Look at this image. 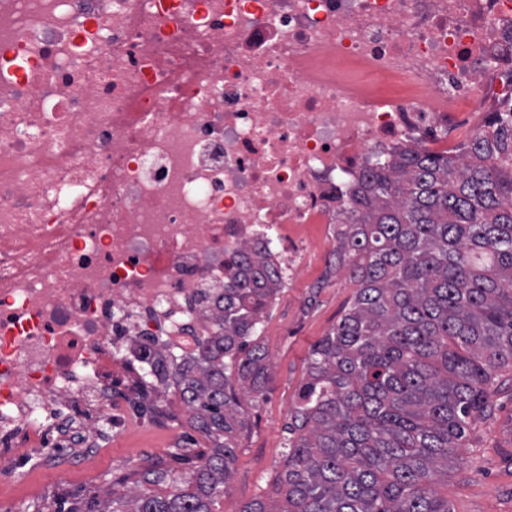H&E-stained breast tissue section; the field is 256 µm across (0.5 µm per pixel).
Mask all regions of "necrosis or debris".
Here are the masks:
<instances>
[{
  "instance_id": "necrosis-or-debris-1",
  "label": "necrosis or debris",
  "mask_w": 512,
  "mask_h": 512,
  "mask_svg": "<svg viewBox=\"0 0 512 512\" xmlns=\"http://www.w3.org/2000/svg\"><path fill=\"white\" fill-rule=\"evenodd\" d=\"M511 104L512 0H0V447L131 427L107 376L193 356L232 254L299 273L374 155Z\"/></svg>"
}]
</instances>
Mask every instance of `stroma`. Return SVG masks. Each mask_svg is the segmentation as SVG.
I'll use <instances>...</instances> for the list:
<instances>
[{
	"label": "stroma",
	"instance_id": "35a3bbf8",
	"mask_svg": "<svg viewBox=\"0 0 512 512\" xmlns=\"http://www.w3.org/2000/svg\"><path fill=\"white\" fill-rule=\"evenodd\" d=\"M309 244L304 269L271 305L260 340L268 351L271 378L259 401L241 394L246 425L237 439L232 478L220 512H241L258 494L273 495L288 439L297 393L307 377L313 346L333 328L355 286L347 267L336 263V227L306 224ZM489 414L472 423L457 466L449 468L441 491L452 512H512V367L499 371L491 388ZM206 440L190 425L177 394L156 398L149 423L127 435L105 433L103 446L85 461L46 466L24 463L29 479L16 491L18 512H95L106 489L131 485L139 474L162 465L174 479L196 466ZM181 459H173L175 450Z\"/></svg>",
	"mask_w": 512,
	"mask_h": 512
}]
</instances>
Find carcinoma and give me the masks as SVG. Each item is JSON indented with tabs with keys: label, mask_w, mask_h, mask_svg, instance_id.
Returning a JSON list of instances; mask_svg holds the SVG:
<instances>
[{
	"label": "carcinoma",
	"mask_w": 512,
	"mask_h": 512,
	"mask_svg": "<svg viewBox=\"0 0 512 512\" xmlns=\"http://www.w3.org/2000/svg\"><path fill=\"white\" fill-rule=\"evenodd\" d=\"M336 240L355 294L309 353L275 480L282 503L260 496L241 512H452L435 485L512 366V123L474 132L454 156H377ZM224 275L198 369L154 350L212 447L178 490L158 491L169 483L159 466L107 489L101 512H214L224 496L245 423L227 372L262 393L258 339L283 287L282 270L246 248Z\"/></svg>",
	"instance_id": "carcinoma-1"
}]
</instances>
